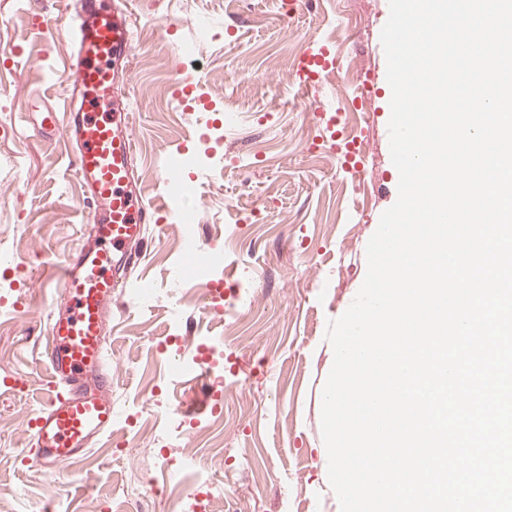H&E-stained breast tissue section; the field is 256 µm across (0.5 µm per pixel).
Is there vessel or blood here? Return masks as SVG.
Returning <instances> with one entry per match:
<instances>
[{"label":"vessel or blood","instance_id":"1","mask_svg":"<svg viewBox=\"0 0 512 512\" xmlns=\"http://www.w3.org/2000/svg\"><path fill=\"white\" fill-rule=\"evenodd\" d=\"M71 43L63 107L37 101L36 136L63 139L73 158L92 220L86 243L64 262L59 279L65 307L50 311L44 357L50 393L33 410V461L54 475L76 467L113 423L112 377L106 366L107 328L136 266V253L162 203L145 201L134 183L133 114L120 76L133 57L134 17L127 0H61ZM327 60L305 52L297 64L310 87Z\"/></svg>","mask_w":512,"mask_h":512}]
</instances>
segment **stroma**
I'll return each instance as SVG.
<instances>
[{"label":"stroma","mask_w":512,"mask_h":512,"mask_svg":"<svg viewBox=\"0 0 512 512\" xmlns=\"http://www.w3.org/2000/svg\"><path fill=\"white\" fill-rule=\"evenodd\" d=\"M134 53L127 87L135 114L142 194L155 201L196 182L193 231L223 259L222 315L175 281L184 227L149 225L136 270L154 289L144 304L123 296L109 322L112 399L128 414L83 463L60 477L23 463L33 454L28 420L45 392L42 351L51 281L82 245L90 218L63 141L26 132L35 97L61 102L70 44L53 0H0V512H126L128 484L147 485L138 512H192L209 480L210 512H340L320 450V391L330 371L327 323L349 307L366 271V245L397 198L388 121L391 89L380 33L388 0H131ZM200 57L181 64L182 46ZM328 48L350 78L302 89L296 62ZM184 73H177V65ZM184 76L224 117L183 110ZM354 99L366 150L359 172L343 169L326 117ZM220 159L198 171L169 168L180 149ZM229 352L210 380L190 387L158 350L193 359L208 339ZM220 386L222 412L199 423L179 414Z\"/></svg>","instance_id":"stroma-1"}]
</instances>
